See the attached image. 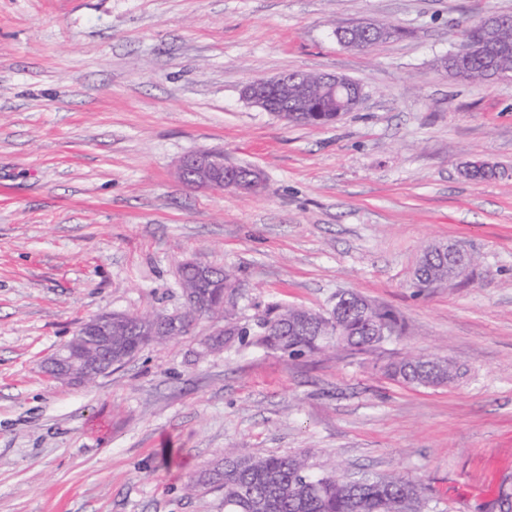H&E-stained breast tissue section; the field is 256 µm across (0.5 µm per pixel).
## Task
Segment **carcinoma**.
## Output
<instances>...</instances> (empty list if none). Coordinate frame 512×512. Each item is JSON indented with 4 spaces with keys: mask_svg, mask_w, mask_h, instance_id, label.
<instances>
[{
    "mask_svg": "<svg viewBox=\"0 0 512 512\" xmlns=\"http://www.w3.org/2000/svg\"><path fill=\"white\" fill-rule=\"evenodd\" d=\"M387 29L386 36L344 34L336 27L338 41L352 48L371 49L393 35L390 24L379 21ZM466 38L479 43L491 41L500 47L493 57L474 52L461 67L454 68L449 59L443 66L456 78L468 81H488L512 74V24L487 33L481 21L472 23ZM315 89L325 98V112H297L288 104V122L295 124H326L349 111V95L331 96L325 88ZM434 277L448 279V266L433 256L427 261L423 280ZM179 283H189L206 295L213 304L221 302L222 293L230 288L232 274L215 270L211 279H200L191 269H178ZM280 327V334L269 336L260 331L252 336L246 328L227 326L219 344L254 342L274 348L290 357L313 353L321 348V337L339 331L342 340L359 350L380 344L402 333V326L389 309L368 302L365 297L349 292L339 301L338 308L326 316L303 307H283L268 319ZM389 379L406 385L434 387L458 376L453 363L444 358L415 355L391 362L384 367ZM224 490V512H437V503L426 497L420 484L403 477L365 478L348 481L333 474H315L301 454L291 456L254 455L239 448L224 449V458L206 469L187 485L196 488Z\"/></svg>",
    "mask_w": 512,
    "mask_h": 512,
    "instance_id": "1",
    "label": "carcinoma"
}]
</instances>
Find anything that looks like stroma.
I'll use <instances>...</instances> for the list:
<instances>
[{
	"instance_id": "35a3bbf8",
	"label": "stroma",
	"mask_w": 512,
	"mask_h": 512,
	"mask_svg": "<svg viewBox=\"0 0 512 512\" xmlns=\"http://www.w3.org/2000/svg\"><path fill=\"white\" fill-rule=\"evenodd\" d=\"M512 0H0V512H224L187 483L225 449L305 455L314 471L405 476L438 512L512 500V75L453 79L463 29ZM385 21L369 50L336 25ZM286 72L358 81L355 111L296 126L246 103ZM252 167V191L184 183L183 157ZM497 166L488 181L470 161ZM466 273L418 287L426 249ZM234 274L233 323L275 306L330 313L354 291L404 330L288 358L220 322L150 345L95 384L42 365L104 312L169 315L177 267ZM452 359L412 387L383 365Z\"/></svg>"
}]
</instances>
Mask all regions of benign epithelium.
<instances>
[{
  "mask_svg": "<svg viewBox=\"0 0 512 512\" xmlns=\"http://www.w3.org/2000/svg\"><path fill=\"white\" fill-rule=\"evenodd\" d=\"M298 95L299 108L303 112H318L308 86L299 75H279L271 79H258L243 89L244 98L253 106L266 112H288V90ZM179 173L188 184L198 187L222 188L226 185L251 191L259 184L258 171L224 162V155L192 154L184 157ZM448 255V278L465 274L466 254L453 247L434 249ZM186 310L172 316L141 319L137 322L136 335L118 340L112 330L128 326L126 314L102 313L89 318L65 345L57 349L43 364L45 374L62 383L81 387L104 377L125 364L135 353L153 344L161 336L181 335L196 318L202 306V298L194 291L184 292Z\"/></svg>",
  "mask_w": 512,
  "mask_h": 512,
  "instance_id": "benign-epithelium-1",
  "label": "benign epithelium"
}]
</instances>
